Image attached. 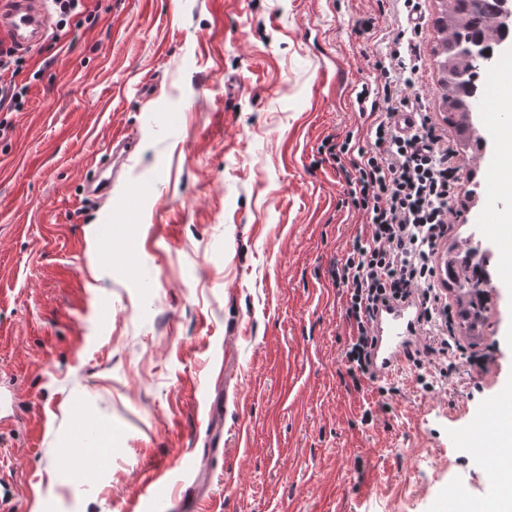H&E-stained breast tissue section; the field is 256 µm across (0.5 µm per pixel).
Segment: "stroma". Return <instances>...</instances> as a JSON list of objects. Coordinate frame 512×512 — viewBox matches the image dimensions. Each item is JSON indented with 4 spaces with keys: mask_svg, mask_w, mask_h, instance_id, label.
Instances as JSON below:
<instances>
[{
    "mask_svg": "<svg viewBox=\"0 0 512 512\" xmlns=\"http://www.w3.org/2000/svg\"><path fill=\"white\" fill-rule=\"evenodd\" d=\"M86 4L27 55L22 104L0 114L11 512H136L149 468L159 512H188L199 479L222 512H448L461 489L483 500L494 465L474 444L512 383V251L487 201L499 141L474 158L441 108L440 0ZM397 48L420 65L398 111L425 110L461 166L448 241L484 236L493 250L497 295L475 330L456 327L468 360L433 391L411 364L355 382L341 361L334 273L366 218L327 148L365 140L356 96L384 85ZM103 429L110 461L74 469L69 444Z\"/></svg>",
    "mask_w": 512,
    "mask_h": 512,
    "instance_id": "35a3bbf8",
    "label": "stroma"
}]
</instances>
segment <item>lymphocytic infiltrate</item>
I'll return each instance as SVG.
<instances>
[{
  "label": "lymphocytic infiltrate",
  "mask_w": 512,
  "mask_h": 512,
  "mask_svg": "<svg viewBox=\"0 0 512 512\" xmlns=\"http://www.w3.org/2000/svg\"><path fill=\"white\" fill-rule=\"evenodd\" d=\"M394 109L377 113L374 139L364 146H333L334 161H349L357 173L355 205L366 215L336 283L347 296L352 338L343 358L352 379L373 375L374 316L380 307L415 302L423 343L410 352L416 367L433 366L440 378L456 369L457 342L443 301L433 257L448 235L450 200L459 182L454 154L419 113L412 133L398 131Z\"/></svg>",
  "instance_id": "1"
}]
</instances>
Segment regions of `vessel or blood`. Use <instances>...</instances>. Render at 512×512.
I'll return each mask as SVG.
<instances>
[{"instance_id": "vessel-or-blood-1", "label": "vessel or blood", "mask_w": 512, "mask_h": 512, "mask_svg": "<svg viewBox=\"0 0 512 512\" xmlns=\"http://www.w3.org/2000/svg\"><path fill=\"white\" fill-rule=\"evenodd\" d=\"M50 27L48 0H0V29L8 33L12 47L27 52L37 47ZM377 342L373 364L378 377L399 374L407 354L420 334L418 312L413 303L382 308L375 318ZM78 466L107 464L109 452L104 442H86L74 451Z\"/></svg>"}]
</instances>
